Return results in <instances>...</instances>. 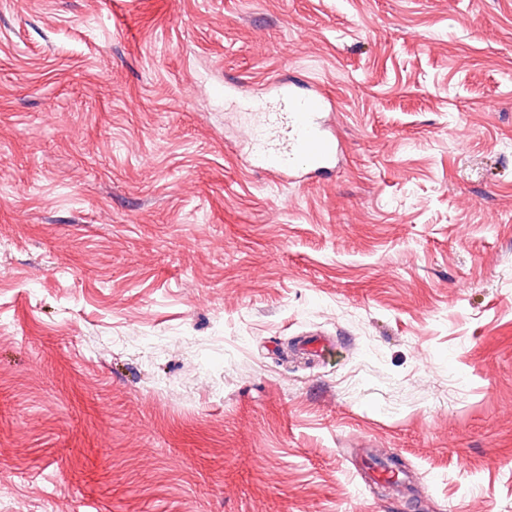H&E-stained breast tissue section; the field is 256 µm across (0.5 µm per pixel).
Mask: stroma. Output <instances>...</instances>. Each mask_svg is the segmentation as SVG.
I'll list each match as a JSON object with an SVG mask.
<instances>
[{
    "label": "stroma",
    "mask_w": 512,
    "mask_h": 512,
    "mask_svg": "<svg viewBox=\"0 0 512 512\" xmlns=\"http://www.w3.org/2000/svg\"><path fill=\"white\" fill-rule=\"evenodd\" d=\"M0 512H512V0H0ZM275 105L265 113L253 133V152L258 168L266 173L301 179L329 170L338 148L329 137L321 115L332 105L319 86L300 94L292 84L277 86Z\"/></svg>",
    "instance_id": "35a3bbf8"
}]
</instances>
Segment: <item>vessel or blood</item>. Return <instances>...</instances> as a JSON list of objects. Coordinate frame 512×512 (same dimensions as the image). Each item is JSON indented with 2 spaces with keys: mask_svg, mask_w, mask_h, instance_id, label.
Masks as SVG:
<instances>
[{
  "mask_svg": "<svg viewBox=\"0 0 512 512\" xmlns=\"http://www.w3.org/2000/svg\"><path fill=\"white\" fill-rule=\"evenodd\" d=\"M275 105L253 134V152L265 172L301 179L328 170L338 150L321 116L331 103L319 86L299 93L293 85L277 87Z\"/></svg>",
  "mask_w": 512,
  "mask_h": 512,
  "instance_id": "obj_1",
  "label": "vessel or blood"
}]
</instances>
